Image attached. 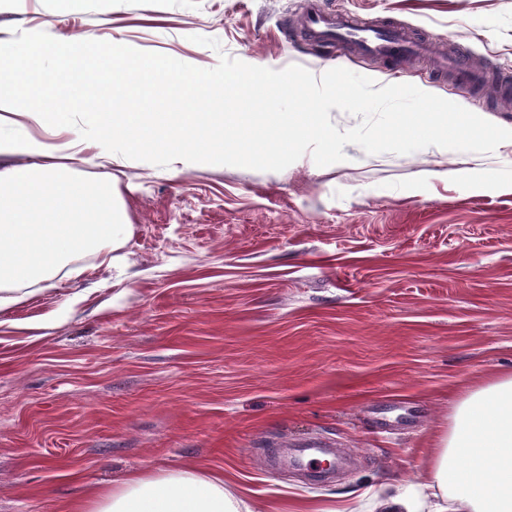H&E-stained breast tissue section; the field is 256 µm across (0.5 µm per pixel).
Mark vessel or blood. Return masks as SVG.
Listing matches in <instances>:
<instances>
[{
    "instance_id": "obj_1",
    "label": "vessel or blood",
    "mask_w": 512,
    "mask_h": 512,
    "mask_svg": "<svg viewBox=\"0 0 512 512\" xmlns=\"http://www.w3.org/2000/svg\"><path fill=\"white\" fill-rule=\"evenodd\" d=\"M303 27L310 41L349 50L365 57H376L402 66L406 62L431 56L433 76L453 75L462 92H477L485 77L472 71L468 66V52L465 45H458L453 55H433L429 43L422 40L411 29L395 26H374L336 13L326 5L325 0H309L303 17ZM297 462L305 467L312 481L321 483L325 477L319 466L324 455L322 444L303 442L298 444Z\"/></svg>"
}]
</instances>
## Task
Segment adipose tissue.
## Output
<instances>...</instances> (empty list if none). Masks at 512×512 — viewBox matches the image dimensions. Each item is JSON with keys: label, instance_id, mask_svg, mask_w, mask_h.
Here are the masks:
<instances>
[{"label": "adipose tissue", "instance_id": "obj_1", "mask_svg": "<svg viewBox=\"0 0 512 512\" xmlns=\"http://www.w3.org/2000/svg\"><path fill=\"white\" fill-rule=\"evenodd\" d=\"M58 44L89 58L94 76L110 85L142 87L136 111L89 113L90 134L72 147L92 157L127 149L144 151L168 141L172 163L189 167L203 156L199 145L225 128L250 129L249 112H226L214 100L205 112H169L171 85L193 91L209 82L198 72L166 74L162 63L126 52L104 56L95 39L61 34ZM41 34L24 41L0 36V114L20 99L36 97L28 72L54 57ZM63 144L48 136H1L0 155L22 153L27 168H0V308L30 297V289L74 256L92 252L99 264L119 267L117 251L130 226L111 184L76 182L61 163ZM63 512H253L224 486V476L201 468L162 473L135 471L119 483L68 501ZM388 512H512V373L470 390L456 404L448 432L435 450L428 479L392 496Z\"/></svg>", "mask_w": 512, "mask_h": 512}]
</instances>
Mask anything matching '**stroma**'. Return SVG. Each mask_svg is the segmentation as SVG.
<instances>
[{
    "label": "stroma",
    "instance_id": "1",
    "mask_svg": "<svg viewBox=\"0 0 512 512\" xmlns=\"http://www.w3.org/2000/svg\"><path fill=\"white\" fill-rule=\"evenodd\" d=\"M368 23L417 30L469 63L512 71V0H332ZM307 0H0V35L93 34L172 68L248 76L335 63L301 33ZM409 83L503 128L512 107L463 95L425 64ZM107 181L131 232L125 277L87 255L80 276L0 310V512H59L134 471L223 473L254 512H382L425 479L466 390L512 372V156L475 147L397 155L352 146L286 169L197 164L169 149L73 161ZM454 167L459 177L439 179ZM314 437L360 465L331 484L260 464Z\"/></svg>",
    "mask_w": 512,
    "mask_h": 512
}]
</instances>
